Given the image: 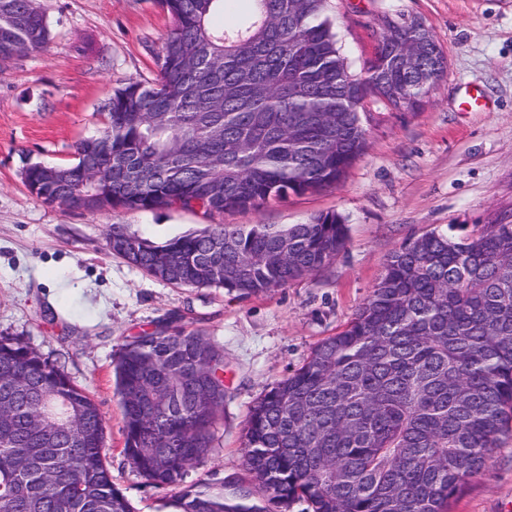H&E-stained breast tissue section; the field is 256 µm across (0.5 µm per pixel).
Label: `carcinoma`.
<instances>
[{"mask_svg":"<svg viewBox=\"0 0 512 512\" xmlns=\"http://www.w3.org/2000/svg\"><path fill=\"white\" fill-rule=\"evenodd\" d=\"M226 0H161L172 26L159 77L104 104L112 181L77 177L68 192L24 185L46 203L90 213L177 207L248 213L336 185L367 149L366 104L417 111L423 84L447 71L427 40L415 66L394 65L409 33L384 19L361 71L342 53L332 0H251L230 28ZM0 63L44 50L51 30L30 0H0ZM359 99L356 112L338 109ZM112 252L173 286L222 288L239 299L311 276L342 251L334 212L304 224H205L161 243L114 224ZM123 454L172 512H448L469 477L512 433V222L450 224L403 242L355 316L250 407L244 473L186 485L213 450L224 410V352L199 331L156 329L117 362ZM0 512H134L112 483L105 419L94 400L21 336H0ZM157 448L169 449L160 459Z\"/></svg>","mask_w":512,"mask_h":512,"instance_id":"carcinoma-1","label":"carcinoma"}]
</instances>
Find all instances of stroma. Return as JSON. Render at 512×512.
<instances>
[{"label": "stroma", "instance_id": "stroma-1", "mask_svg": "<svg viewBox=\"0 0 512 512\" xmlns=\"http://www.w3.org/2000/svg\"><path fill=\"white\" fill-rule=\"evenodd\" d=\"M51 42L0 67V336L24 337L96 401L112 481L135 512H168L172 489L148 484L122 453L115 360L132 337L182 315L224 351V412L211 454L188 482L243 471L250 405L299 368L370 295L402 242L452 224L512 216V0H334L353 69L371 58L383 17L421 18L445 49L447 73L420 111L382 108L369 148L334 187L249 213L159 208L98 213L48 204L20 179L25 164L73 162L104 125L102 105L128 82L154 81L170 28L160 0H38ZM483 99L462 106L465 93ZM333 211L343 252L315 275L262 297L175 287L113 256L108 229L157 242L202 224H301ZM450 512H512V437L472 477Z\"/></svg>", "mask_w": 512, "mask_h": 512}]
</instances>
